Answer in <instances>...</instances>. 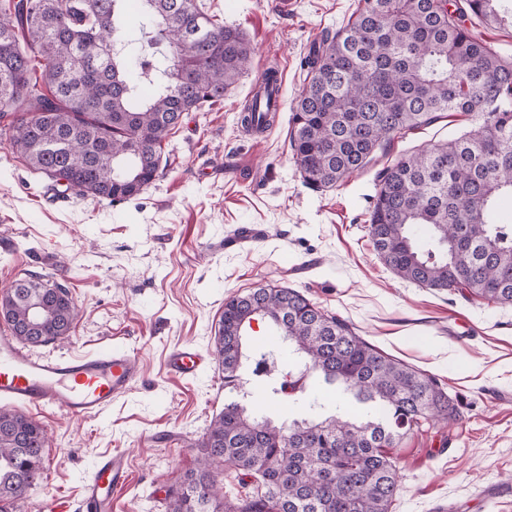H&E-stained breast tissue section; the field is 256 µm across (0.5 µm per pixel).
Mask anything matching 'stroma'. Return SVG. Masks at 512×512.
Masks as SVG:
<instances>
[{"label": "stroma", "mask_w": 512, "mask_h": 512, "mask_svg": "<svg viewBox=\"0 0 512 512\" xmlns=\"http://www.w3.org/2000/svg\"><path fill=\"white\" fill-rule=\"evenodd\" d=\"M255 49L254 64L221 104L184 114L165 140L158 178L139 196L109 203L62 196L0 143V288L27 273L66 285L79 309L53 354L127 347L143 363L137 386L98 416L73 420L48 409L35 421L50 436L40 479L10 512H46L56 500L82 512L81 488L105 451L125 452L126 488L112 512H165L168 488L193 468L198 444L225 402L212 358L224 300L266 284L300 291L340 316L370 344L434 377L457 417L404 437L390 451L403 490L392 512H488L483 492L501 491L512 512V306L399 280L368 233L375 178L399 158L469 131L456 113L395 136L365 170L332 189L305 187L292 159L293 100L302 60L325 32L345 27L358 0H205ZM286 72L282 106L266 138L248 135L239 111L257 63ZM262 238L225 246L238 228ZM208 354L195 377L165 369L170 350Z\"/></svg>", "instance_id": "obj_1"}]
</instances>
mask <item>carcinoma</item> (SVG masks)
<instances>
[{"instance_id": "obj_1", "label": "carcinoma", "mask_w": 512, "mask_h": 512, "mask_svg": "<svg viewBox=\"0 0 512 512\" xmlns=\"http://www.w3.org/2000/svg\"><path fill=\"white\" fill-rule=\"evenodd\" d=\"M147 18L140 37L126 13ZM512 23L504 0H359L341 31L313 42L294 100L290 147L302 183L336 187L403 131L446 113L477 117L462 136L400 158L377 175L368 232L382 263L420 286L512 305V59L466 26ZM236 27L202 0H0V139L35 172L77 196L111 203L159 176L162 144L187 112L224 100L252 61ZM275 119L243 106L249 130ZM77 307L64 285L27 274L0 292L9 335L31 346L69 335ZM260 321L297 355L245 352ZM215 354L224 387H242L246 361L268 365L258 384L311 414L275 422L224 405L196 467L166 493L168 512H390L400 491L388 449L456 408L437 382L381 354L292 288L265 286L224 300ZM45 429L0 406V512L41 477ZM253 478L224 501L217 471Z\"/></svg>"}]
</instances>
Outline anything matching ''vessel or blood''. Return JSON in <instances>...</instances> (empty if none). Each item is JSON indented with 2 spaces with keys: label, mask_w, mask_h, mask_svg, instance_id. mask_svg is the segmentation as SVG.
<instances>
[{
  "label": "vessel or blood",
  "mask_w": 512,
  "mask_h": 512,
  "mask_svg": "<svg viewBox=\"0 0 512 512\" xmlns=\"http://www.w3.org/2000/svg\"><path fill=\"white\" fill-rule=\"evenodd\" d=\"M207 361L201 350L185 345L171 351L167 368L171 376L187 378L196 375ZM141 375L140 360L123 346L50 357L12 336H0V404L4 406L51 408L83 419L102 413L125 397ZM128 469L126 454H102L95 474L83 486L84 512H111L112 495L124 488Z\"/></svg>",
  "instance_id": "1"
}]
</instances>
